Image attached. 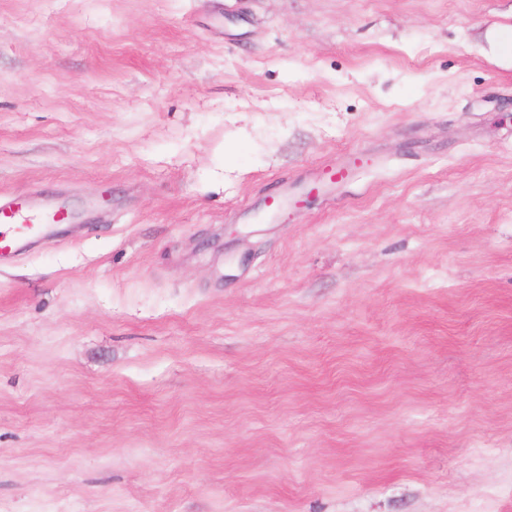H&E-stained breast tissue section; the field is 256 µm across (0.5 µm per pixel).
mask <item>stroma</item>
Listing matches in <instances>:
<instances>
[{
	"label": "stroma",
	"mask_w": 512,
	"mask_h": 512,
	"mask_svg": "<svg viewBox=\"0 0 512 512\" xmlns=\"http://www.w3.org/2000/svg\"><path fill=\"white\" fill-rule=\"evenodd\" d=\"M0 193V512H512V0H0ZM23 207L13 196L0 194V228L10 227V234L0 231V255L11 252L19 242L30 237H47L49 225L54 224V212L36 208L29 201H24ZM53 215V216H52Z\"/></svg>",
	"instance_id": "35a3bbf8"
}]
</instances>
